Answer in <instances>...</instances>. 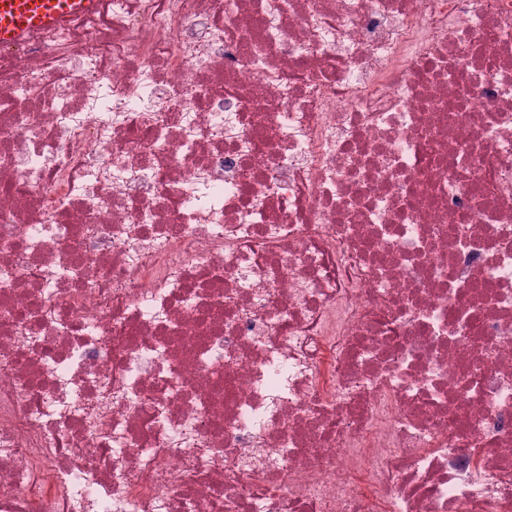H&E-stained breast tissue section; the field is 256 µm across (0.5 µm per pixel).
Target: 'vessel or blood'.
<instances>
[{"label":"vessel or blood","mask_w":512,"mask_h":512,"mask_svg":"<svg viewBox=\"0 0 512 512\" xmlns=\"http://www.w3.org/2000/svg\"><path fill=\"white\" fill-rule=\"evenodd\" d=\"M106 4L107 0H0V48L21 47L38 31L98 16Z\"/></svg>","instance_id":"b4317fda"}]
</instances>
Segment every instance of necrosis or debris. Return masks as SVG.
<instances>
[{"label": "necrosis or debris", "mask_w": 512, "mask_h": 512, "mask_svg": "<svg viewBox=\"0 0 512 512\" xmlns=\"http://www.w3.org/2000/svg\"><path fill=\"white\" fill-rule=\"evenodd\" d=\"M0 512H512V0L0 50Z\"/></svg>", "instance_id": "necrosis-or-debris-1"}]
</instances>
